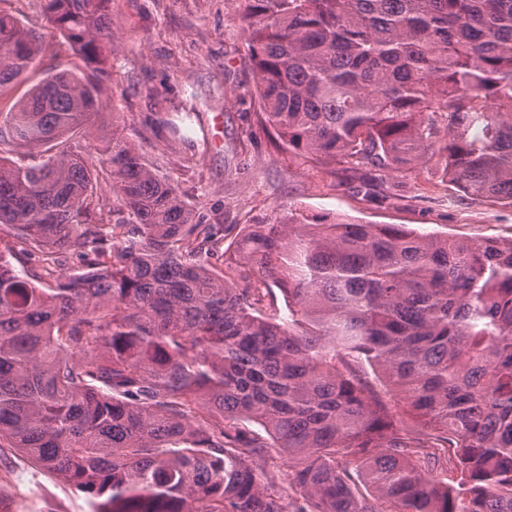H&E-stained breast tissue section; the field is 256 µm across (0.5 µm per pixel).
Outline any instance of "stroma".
Returning <instances> with one entry per match:
<instances>
[{
	"label": "stroma",
	"mask_w": 512,
	"mask_h": 512,
	"mask_svg": "<svg viewBox=\"0 0 512 512\" xmlns=\"http://www.w3.org/2000/svg\"><path fill=\"white\" fill-rule=\"evenodd\" d=\"M41 35L45 48L23 82L0 95L9 111L43 78L83 62L49 22L42 0H0ZM112 94L102 129L120 121L145 156L169 176L196 218L224 227L234 243L240 225L292 211L329 223L401 224L464 240H512V206L476 200L450 183L440 159L403 174L351 170L288 152L257 119L256 78L235 0H112ZM186 119L184 136L168 140L162 117ZM375 178L381 201L360 190ZM0 512H90L86 498L14 449L0 448Z\"/></svg>",
	"instance_id": "35a3bbf8"
}]
</instances>
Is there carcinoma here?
<instances>
[{
    "label": "carcinoma",
    "instance_id": "carcinoma-1",
    "mask_svg": "<svg viewBox=\"0 0 512 512\" xmlns=\"http://www.w3.org/2000/svg\"><path fill=\"white\" fill-rule=\"evenodd\" d=\"M43 2L93 74L0 113V442L91 512H512V242L292 212L209 264L216 225L96 127L108 0ZM241 2L288 150L437 154L512 205V0ZM41 47L0 11V92Z\"/></svg>",
    "mask_w": 512,
    "mask_h": 512
}]
</instances>
